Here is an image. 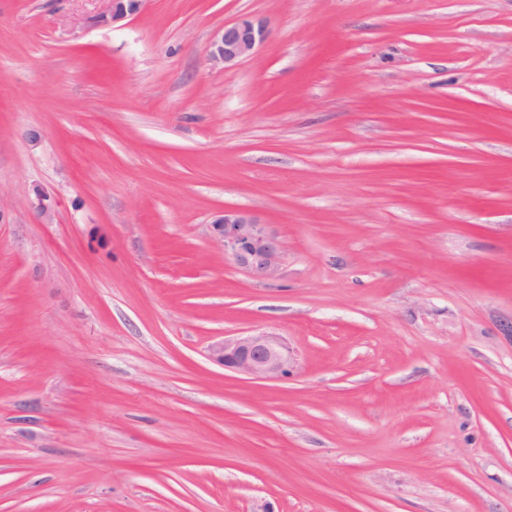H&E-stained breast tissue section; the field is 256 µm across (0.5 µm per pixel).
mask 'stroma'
Wrapping results in <instances>:
<instances>
[{"label":"stroma","mask_w":512,"mask_h":512,"mask_svg":"<svg viewBox=\"0 0 512 512\" xmlns=\"http://www.w3.org/2000/svg\"><path fill=\"white\" fill-rule=\"evenodd\" d=\"M106 8L0 0V512H512V0ZM110 3L107 13L98 17V22L108 23L123 20L127 17L136 15L145 0H105ZM266 38L265 27L259 22L245 19L224 25L210 41L209 61L224 68L233 66L251 54ZM210 226L212 239L237 268L260 281L278 275L284 260L281 242L250 210L225 208ZM208 357L250 379L286 377L292 368L288 346L277 336L264 332L223 338L208 348Z\"/></svg>","instance_id":"35a3bbf8"}]
</instances>
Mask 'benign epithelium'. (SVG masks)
Returning a JSON list of instances; mask_svg holds the SVG:
<instances>
[{
	"label": "benign epithelium",
	"mask_w": 512,
	"mask_h": 512,
	"mask_svg": "<svg viewBox=\"0 0 512 512\" xmlns=\"http://www.w3.org/2000/svg\"><path fill=\"white\" fill-rule=\"evenodd\" d=\"M107 13L98 22H117L137 14L144 0H107ZM267 38L263 24L241 20L224 26L212 37L208 58L214 65L233 66L251 54ZM211 237L237 268L256 280L278 275L284 252L278 237L267 225L243 208H226L211 222ZM208 357L224 368L250 379L286 377L292 368L288 346L278 337L258 332L224 338L212 343Z\"/></svg>",
	"instance_id": "7a95c632"
}]
</instances>
